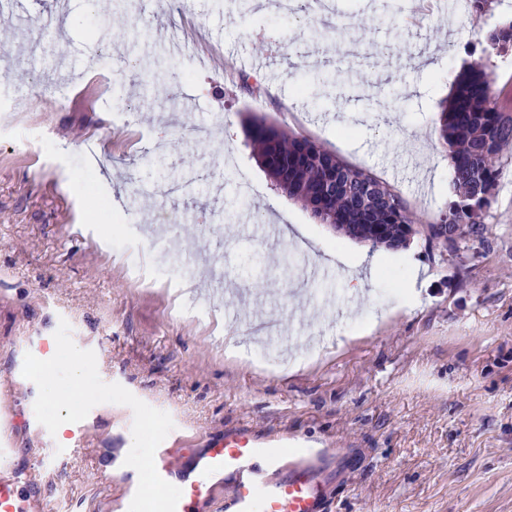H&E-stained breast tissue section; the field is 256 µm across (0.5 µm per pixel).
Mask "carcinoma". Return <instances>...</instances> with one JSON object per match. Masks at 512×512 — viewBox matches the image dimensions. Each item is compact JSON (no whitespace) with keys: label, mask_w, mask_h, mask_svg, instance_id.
Here are the masks:
<instances>
[{"label":"carcinoma","mask_w":512,"mask_h":512,"mask_svg":"<svg viewBox=\"0 0 512 512\" xmlns=\"http://www.w3.org/2000/svg\"><path fill=\"white\" fill-rule=\"evenodd\" d=\"M481 53L512 49V20L501 22L477 41ZM440 138L448 146L453 167L454 199L439 223L460 224L465 236L479 239L500 176L503 148L512 145V113L503 111L486 67L478 64L461 74L439 117ZM248 143L264 158L272 151L282 171L268 170L275 191L302 201L322 224H351L360 230L383 224L398 237L412 219L402 198L370 174L336 161L331 182L324 160L334 157L319 143L266 124L254 116L246 130Z\"/></svg>","instance_id":"carcinoma-1"}]
</instances>
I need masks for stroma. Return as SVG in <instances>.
<instances>
[{
	"label": "stroma",
	"mask_w": 512,
	"mask_h": 512,
	"mask_svg": "<svg viewBox=\"0 0 512 512\" xmlns=\"http://www.w3.org/2000/svg\"><path fill=\"white\" fill-rule=\"evenodd\" d=\"M249 3L0 14V433L23 468L51 452L50 512H122L116 465L168 419L195 449L247 428L349 451L328 512H512V147L480 241L388 250L274 191L243 128L254 114L311 138L436 223L454 194L437 117L512 0L482 16L442 0L418 26L396 0H331L311 20ZM339 68L358 100L320 84ZM264 223L277 241L239 234ZM328 249L347 262L303 273ZM363 256L380 266L356 291ZM260 321L284 347L266 350ZM38 336L57 337L50 357ZM63 415L90 419L77 446L49 437Z\"/></svg>",
	"instance_id": "35a3bbf8"
}]
</instances>
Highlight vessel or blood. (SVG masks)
<instances>
[{"label": "vessel or blood", "mask_w": 512, "mask_h": 512, "mask_svg": "<svg viewBox=\"0 0 512 512\" xmlns=\"http://www.w3.org/2000/svg\"><path fill=\"white\" fill-rule=\"evenodd\" d=\"M13 455L0 448V512H35L41 490ZM148 463L162 512H200L213 504L224 512H326L330 486L352 460L318 443L240 431L213 441L188 469L163 445Z\"/></svg>", "instance_id": "b4317fda"}]
</instances>
